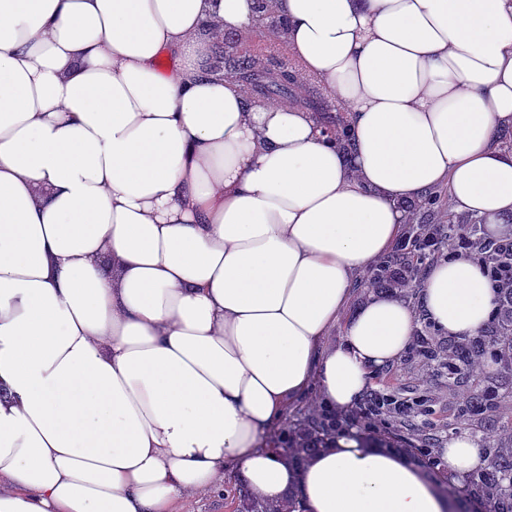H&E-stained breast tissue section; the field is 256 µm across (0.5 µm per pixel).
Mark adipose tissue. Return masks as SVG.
<instances>
[{
    "instance_id": "obj_1",
    "label": "adipose tissue",
    "mask_w": 512,
    "mask_h": 512,
    "mask_svg": "<svg viewBox=\"0 0 512 512\" xmlns=\"http://www.w3.org/2000/svg\"><path fill=\"white\" fill-rule=\"evenodd\" d=\"M277 6L348 150L206 68L252 0H0V512H183L229 471L280 512H446L356 435L301 466L266 441L310 384L355 407L418 315L484 333L497 295L468 257L418 306H348L426 191L512 234V0ZM442 455L488 462L465 434ZM332 112H336L335 115H332ZM321 113L323 114L324 133H326V136L336 141V144L345 147L349 141V128L343 110L339 107V109H332L330 112Z\"/></svg>"
}]
</instances>
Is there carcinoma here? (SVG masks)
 <instances>
[{
  "label": "carcinoma",
  "mask_w": 512,
  "mask_h": 512,
  "mask_svg": "<svg viewBox=\"0 0 512 512\" xmlns=\"http://www.w3.org/2000/svg\"><path fill=\"white\" fill-rule=\"evenodd\" d=\"M274 39L252 48L214 46L209 56V69L232 78L245 86L251 97L260 101L268 98L294 99L295 88L312 81L290 56L287 43L281 35L282 22L274 18ZM324 133L338 145H347L349 128L343 110L323 113ZM407 223L415 225L413 233L417 243H422L430 231H435L450 243L462 238L469 241L474 259H496L480 236V220L466 224L456 220L450 211L439 208V196L430 193L420 201L408 205ZM495 353L498 364L512 371V288H505L498 300L497 315L489 333L478 338H468L445 352L437 348L431 360L448 362V386L457 383L458 377L467 375L470 381V400L461 408V416L512 404V390L501 391L489 385L482 368V359ZM300 419L279 433L288 439L283 448L292 462L301 464L321 451L323 434L328 424L313 407L298 411ZM493 453L486 467L471 478L469 484L460 486L455 476L448 475L441 485V493L450 503L449 512H512V448H502L496 436L486 437ZM239 512H277L269 503L240 489Z\"/></svg>",
  "instance_id": "obj_1"
}]
</instances>
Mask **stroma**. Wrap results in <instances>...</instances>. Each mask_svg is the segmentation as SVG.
Returning a JSON list of instances; mask_svg holds the SVG:
<instances>
[{
  "label": "stroma",
  "mask_w": 512,
  "mask_h": 512,
  "mask_svg": "<svg viewBox=\"0 0 512 512\" xmlns=\"http://www.w3.org/2000/svg\"><path fill=\"white\" fill-rule=\"evenodd\" d=\"M373 388L407 404L393 428L396 439L407 438L414 433L430 436L431 464L426 471L436 480L448 472V465L439 450L449 438L464 433L481 441L486 434L501 429L512 420V413L489 412L483 420L461 426L458 413L468 390L467 381L449 387L447 370L426 373L421 358L410 351L399 362L380 370Z\"/></svg>",
  "instance_id": "stroma-1"
}]
</instances>
